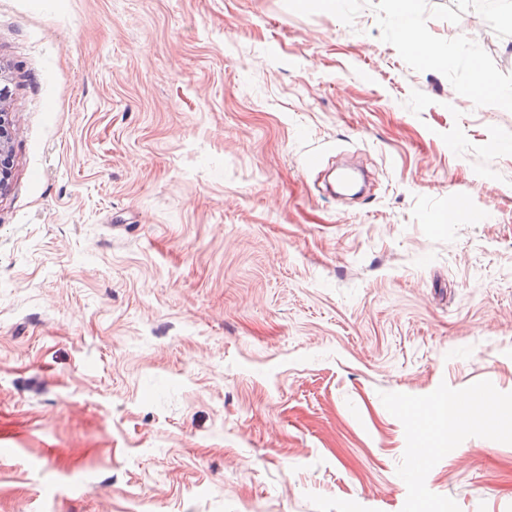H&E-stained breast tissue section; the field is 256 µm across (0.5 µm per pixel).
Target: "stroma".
Instances as JSON below:
<instances>
[{
  "mask_svg": "<svg viewBox=\"0 0 512 512\" xmlns=\"http://www.w3.org/2000/svg\"><path fill=\"white\" fill-rule=\"evenodd\" d=\"M476 9L416 0L428 66L392 0H0V512H512ZM477 396L414 469L416 412ZM403 39L407 51L423 63L434 64L438 61L448 63L447 58L443 59L438 49L425 40L415 27L406 28ZM13 119L5 105V92L0 88V195L8 189L12 155L11 129Z\"/></svg>",
  "mask_w": 512,
  "mask_h": 512,
  "instance_id": "1",
  "label": "stroma"
}]
</instances>
